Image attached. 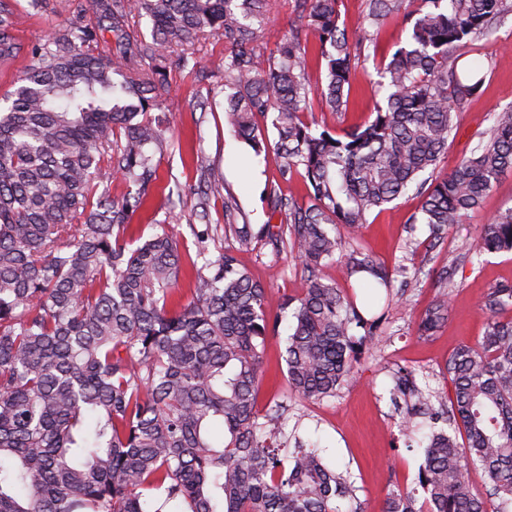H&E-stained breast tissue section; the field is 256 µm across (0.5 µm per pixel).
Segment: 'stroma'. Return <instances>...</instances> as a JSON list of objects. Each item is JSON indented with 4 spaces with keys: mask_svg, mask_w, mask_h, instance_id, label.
<instances>
[{
    "mask_svg": "<svg viewBox=\"0 0 512 512\" xmlns=\"http://www.w3.org/2000/svg\"><path fill=\"white\" fill-rule=\"evenodd\" d=\"M12 2L21 14L17 37L28 46L46 39L56 24L71 17L79 0H48L47 7L40 11L30 8L29 0ZM271 17V22L257 34L256 44L264 52L275 49L300 23L294 0H273ZM196 47V64L184 68L172 64L167 69L168 87L160 107L169 120L165 133L168 148L158 157L152 205L134 219L131 227L135 236L146 237L156 232L157 222L165 217V197L170 193L179 195L181 216L168 229L179 240L187 271L179 283L186 299L195 286L196 232L208 230L210 256L235 247L231 233L224 229L223 200L210 199L206 220L195 215L205 168L222 173L226 189L249 223L256 225L268 221L264 203L268 185L279 186L283 195L300 201L307 199L309 193L301 176L281 180L273 159L254 155L229 132L224 121L223 38L205 35ZM461 64L482 68L485 82L462 112L457 131L448 140V157L440 165L444 173L476 146L481 133L491 126L494 111L512 106V16L494 34L480 41L478 52L465 54ZM375 105L374 93L360 74L353 82L344 121H337L328 107L319 102L303 119L338 133L369 119ZM419 204V196L411 191L386 209L371 214L368 224L359 232L358 248L372 254L390 271L410 265L413 243L429 234L426 225L413 226L407 222ZM508 208H512V172L498 180L464 224L445 234L424 262L421 273L397 276L394 285L404 289L407 304L389 306L384 332L366 344L354 378L335 397L317 403L290 400L286 365L281 359L284 339H267L259 409L289 401L284 414L287 423L297 425L298 435L304 442L315 444L329 465L351 471L364 512H380L390 489L415 488L423 461L421 448L409 447L399 428L400 414L391 401L394 369H414L418 378L427 380L436 391L449 392L451 385L445 372L449 355L461 345L476 344L484 332L486 316L478 306L479 300L493 288L512 285V252L479 257L470 252L471 235L478 225ZM237 259L274 299L299 295L303 272L294 253L282 254L275 260L269 247L259 244L252 251L238 253ZM448 267L456 270L449 283L440 277ZM445 290L452 295L447 322L428 339H418L420 314Z\"/></svg>",
    "mask_w": 512,
    "mask_h": 512,
    "instance_id": "1",
    "label": "stroma"
}]
</instances>
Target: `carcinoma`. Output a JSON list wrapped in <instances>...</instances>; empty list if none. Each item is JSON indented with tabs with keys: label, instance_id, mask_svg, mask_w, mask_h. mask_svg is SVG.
<instances>
[{
	"label": "carcinoma",
	"instance_id": "cac0c4a2",
	"mask_svg": "<svg viewBox=\"0 0 512 512\" xmlns=\"http://www.w3.org/2000/svg\"><path fill=\"white\" fill-rule=\"evenodd\" d=\"M338 2L296 0L302 25L265 55L255 33L270 0H84L27 48L16 37L19 14L0 0V63L28 58L0 99V512H363L350 472L286 433L282 404L257 409L266 341L288 320L291 392L305 402L336 396L399 293L373 256L351 250L345 278L369 303L385 300L368 317L321 267L412 187L422 201L407 223L427 225L416 247L432 251L512 171L509 106L470 155L438 175L451 131L484 85L478 69L459 67V49L500 26L512 4L420 0L414 12V0H365L367 26L352 39ZM86 13L102 25H82ZM414 13L406 45L375 65L382 98L368 121L334 134L302 119L317 96L342 117L366 47L390 20ZM141 19L151 23L149 43ZM103 31L115 37L110 58L89 49ZM206 34L224 37L231 133L258 156L274 154L283 180L298 174L309 185L302 202L267 189L270 213H285L286 225L256 230L224 202L236 250L262 242L273 257L290 250L301 262L299 296L276 306L232 251L204 257L206 231L196 234L203 264L182 304L177 240L164 227L128 236L165 147L162 121L150 115L164 62L176 46L175 63L189 65ZM314 60L325 64L319 85ZM114 176L128 186L119 200L100 190ZM204 183L202 209L225 190L212 170ZM510 251L512 208L480 225L474 245L477 256ZM448 309L443 292L418 334L433 335ZM481 309L478 344L448 357L450 395L409 368L395 372L396 393L410 400L402 429L413 433L425 416L443 426L424 448V501L392 490L381 512H512V319L500 317L512 310V285L493 289Z\"/></svg>",
	"mask_w": 512,
	"mask_h": 512
}]
</instances>
